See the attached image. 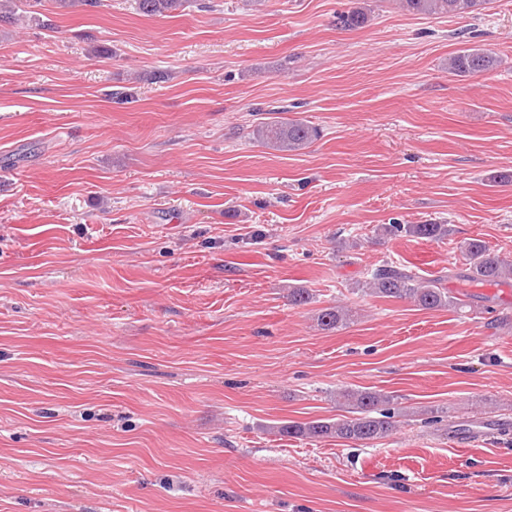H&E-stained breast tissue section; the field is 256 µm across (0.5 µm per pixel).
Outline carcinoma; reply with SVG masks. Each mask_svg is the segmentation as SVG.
<instances>
[{
	"label": "carcinoma",
	"mask_w": 512,
	"mask_h": 512,
	"mask_svg": "<svg viewBox=\"0 0 512 512\" xmlns=\"http://www.w3.org/2000/svg\"><path fill=\"white\" fill-rule=\"evenodd\" d=\"M187 0H138V8L147 16L163 15L182 8ZM403 7L422 15H479L487 9L490 0H402ZM367 15L352 11L338 16L343 28H356L364 24ZM497 59L480 48H467L448 59V71L456 76L474 75L492 70ZM253 138L265 148L283 155L307 148L318 136L319 130L302 119L266 117L254 125ZM406 233L418 238L439 240L448 233L444 224H384L383 235ZM468 267L463 277L472 282L497 285L512 275V264L504 262L479 239L463 244ZM370 294L391 298H408L419 307L433 310L445 306H458L464 300L450 295L440 280H420L412 272L382 265L371 272L363 285ZM349 320L342 307H330L320 314V324L328 329L337 328ZM353 410V416L336 421L317 419L308 422L288 421L277 427L281 436L305 437L314 440L338 438L366 443L387 437L395 428V413L389 408L390 399L376 391L357 390L343 394Z\"/></svg>",
	"instance_id": "1"
}]
</instances>
